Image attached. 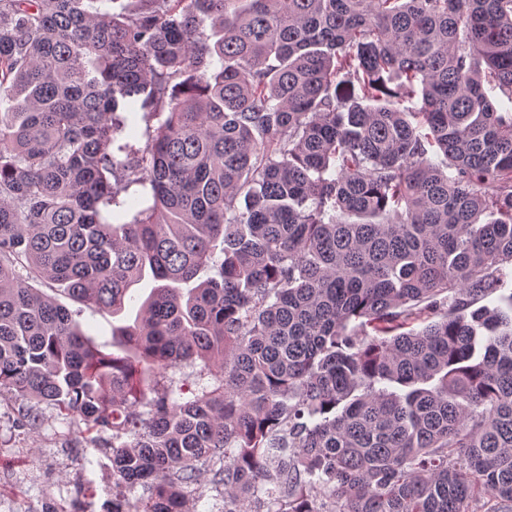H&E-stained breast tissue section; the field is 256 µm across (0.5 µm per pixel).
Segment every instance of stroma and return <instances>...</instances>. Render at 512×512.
Wrapping results in <instances>:
<instances>
[{
  "label": "stroma",
  "mask_w": 512,
  "mask_h": 512,
  "mask_svg": "<svg viewBox=\"0 0 512 512\" xmlns=\"http://www.w3.org/2000/svg\"><path fill=\"white\" fill-rule=\"evenodd\" d=\"M21 400L0 398V494L20 505L35 503L58 512L77 496H87L92 512L112 498V469L104 449L86 447L81 426L44 409L36 429L22 426Z\"/></svg>",
  "instance_id": "obj_1"
}]
</instances>
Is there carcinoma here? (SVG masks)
<instances>
[{
  "label": "carcinoma",
  "instance_id": "carcinoma-1",
  "mask_svg": "<svg viewBox=\"0 0 512 512\" xmlns=\"http://www.w3.org/2000/svg\"><path fill=\"white\" fill-rule=\"evenodd\" d=\"M110 2L0 0V397L107 512H512V0ZM59 299L70 310L77 312L75 318L81 323L85 333L91 336L99 347L116 351L118 336H112V316L94 312L62 296H59ZM199 361L197 365H183L181 368H176L169 370L168 374L170 379L174 382V388H178L182 386L183 383V392L185 396H190L191 392L199 389L203 386H213L215 383L214 374L219 372V368L214 366L212 367V371H201V366L199 365ZM210 479L211 475L208 472L201 471L194 485L187 489V500L190 512H218V508L222 507V501L215 499L217 493L215 491H209L211 487ZM198 491H204V497L198 498Z\"/></svg>",
  "mask_w": 512,
  "mask_h": 512
}]
</instances>
